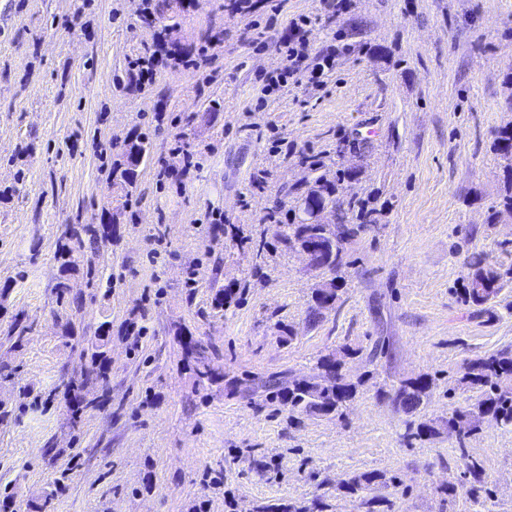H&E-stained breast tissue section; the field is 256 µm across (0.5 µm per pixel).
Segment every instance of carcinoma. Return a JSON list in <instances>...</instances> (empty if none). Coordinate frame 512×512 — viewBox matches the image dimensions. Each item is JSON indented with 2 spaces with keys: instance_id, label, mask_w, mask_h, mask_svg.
<instances>
[{
  "instance_id": "cac0c4a2",
  "label": "carcinoma",
  "mask_w": 512,
  "mask_h": 512,
  "mask_svg": "<svg viewBox=\"0 0 512 512\" xmlns=\"http://www.w3.org/2000/svg\"><path fill=\"white\" fill-rule=\"evenodd\" d=\"M184 11L183 0H142L141 13L153 15L161 27L154 33L156 45L167 48L169 60L178 64H187L192 61L195 49L168 41L170 25L166 21H173L178 13ZM497 151L507 162L506 168L512 170V126L500 131ZM148 154V137L139 133L131 136L123 143L121 160L112 163L108 177L114 183L132 186L137 177L139 165L145 161ZM316 203L329 202L336 205V183L316 178L313 187L307 192ZM348 211L352 213L356 223L347 224L339 219L336 224L324 227L315 224H286L283 230V240L290 243L293 240L306 238H321L325 241H336V253L332 260V269H337L344 263L345 245L357 234L359 225L372 222L374 211L369 209L366 202L351 197L348 202ZM112 229L105 228L104 224H84L72 230L70 236L62 241L57 250V259L60 261L61 276L55 285L57 300L64 302L70 294L69 275L76 270L72 260L74 251L85 246L97 248L109 241ZM506 273L499 268L484 263L481 255H474L467 262L465 274V288L463 292L465 301L474 306H482L495 298L502 289ZM332 301L339 299V288L335 287L327 293L322 288L315 290L312 296L313 305L308 313V321L317 324L320 321L322 310L327 308L325 299ZM197 340L189 337L183 345L185 360L192 364L194 383L200 385H213L224 380V375L210 368L201 371V360L205 353L194 351ZM349 356V350H341V358L323 357L318 362L317 373L308 380H297L290 384L283 383L279 378L271 376L263 387L270 400H275L288 407L294 413H306L317 416L343 414L347 402L351 401L356 393V385L349 382L341 374L342 359ZM92 364L98 367L93 378H85L81 382L74 380L68 383L71 391H81L87 384H99L107 388L109 379L103 366L106 360L103 345L95 346L91 352ZM461 383L480 391L477 404L467 410L455 409L448 415V426L461 427V435L466 436L478 430L480 418L488 416L495 423L505 427H512V350L503 349L496 353L471 360L466 363L465 373ZM429 383L422 377L408 379L401 383L395 392V401L407 413L419 410L428 399ZM372 485L387 487L398 486L397 477H386L384 474L364 472L347 480L342 488L352 494L366 489Z\"/></svg>"
}]
</instances>
